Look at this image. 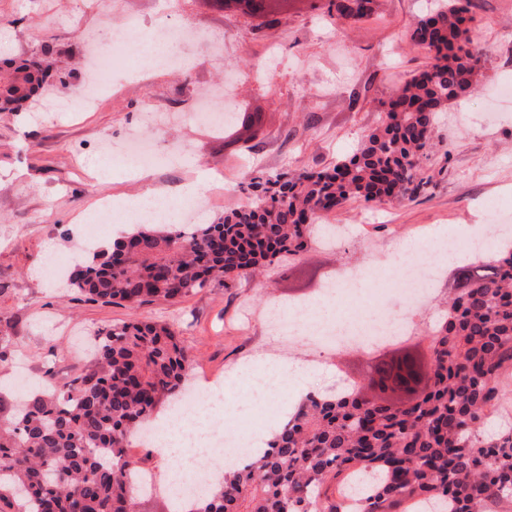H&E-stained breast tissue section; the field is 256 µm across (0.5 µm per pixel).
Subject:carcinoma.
Wrapping results in <instances>:
<instances>
[{"instance_id":"obj_1","label":"carcinoma","mask_w":512,"mask_h":512,"mask_svg":"<svg viewBox=\"0 0 512 512\" xmlns=\"http://www.w3.org/2000/svg\"><path fill=\"white\" fill-rule=\"evenodd\" d=\"M268 18L286 0H213ZM312 7L336 23L371 16L377 0H322ZM470 0H435L409 33L430 68L392 95L381 123L358 149L321 169L252 178L249 203L209 224L177 232L137 224L111 245L77 259L69 283L87 299L135 310L177 303L214 282L249 277L297 258L327 214L349 201L414 199L427 185L415 164L431 146L436 119L455 88L477 85L486 53L470 48ZM46 71L35 62L0 66V100L18 112ZM94 364L53 389L0 400V512H132V462L125 448L166 401L182 398L191 359L169 324L133 318L97 331ZM430 378L416 401L394 405L367 392L310 393L251 454L188 497L187 512H487L512 503V423L485 427L512 379V250L489 268L454 270L444 322L427 337ZM415 364L378 362L389 381ZM336 503L326 506L331 482Z\"/></svg>"}]
</instances>
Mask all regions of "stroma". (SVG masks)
Listing matches in <instances>:
<instances>
[{
  "label": "stroma",
  "instance_id": "stroma-1",
  "mask_svg": "<svg viewBox=\"0 0 512 512\" xmlns=\"http://www.w3.org/2000/svg\"><path fill=\"white\" fill-rule=\"evenodd\" d=\"M468 27L487 51L476 91L449 106L435 126L421 162L430 183L412 200L367 206L352 201L330 213L328 223L345 235L332 246L313 242L295 264L279 262L254 277L212 284L179 303L156 301L130 310L90 302L38 273L45 251L69 264L87 246L85 225L101 198L130 197L153 183L175 188L204 171L211 202L204 222L241 205L247 176L320 169L352 154L381 118V103L430 61L408 32L427 11V0H377L368 20L333 24L306 0H291L275 23L227 11L213 0H0V61L31 58L41 45L54 51L52 75L40 97L18 112H0V318L13 326L14 351L0 362V379L18 363L31 374L53 371L59 381L90 366L87 338L94 331L136 318L174 322L193 365L189 387L223 384L230 366L265 353L271 359L314 365L310 390L333 392L347 378H364L371 353L338 348L333 337L298 329L277 331L266 319L269 304L282 307L317 298L326 280L360 268H381L389 246L433 225L469 233L474 225H512V112L488 123L485 109L495 85L512 81V0H473ZM136 15L144 26L162 18L201 30L220 42L222 56L204 67L173 72L145 68L133 48L124 55L140 79L116 73L112 91L94 110L75 112L73 93L85 79L88 40L109 47L114 29ZM234 77V112L262 115L255 139L239 141L234 128L214 129L199 116V101ZM46 99L62 109L46 112ZM155 107L183 116L161 132L142 115ZM155 145L163 161L141 176L114 171L99 147L120 145L128 135ZM448 276L436 279L428 303L408 334L425 343L444 315ZM401 306L397 294L374 302L370 293L341 300L344 321L365 323ZM239 424L273 431L287 412L283 400L248 403L233 394L224 408Z\"/></svg>",
  "mask_w": 512,
  "mask_h": 512
}]
</instances>
